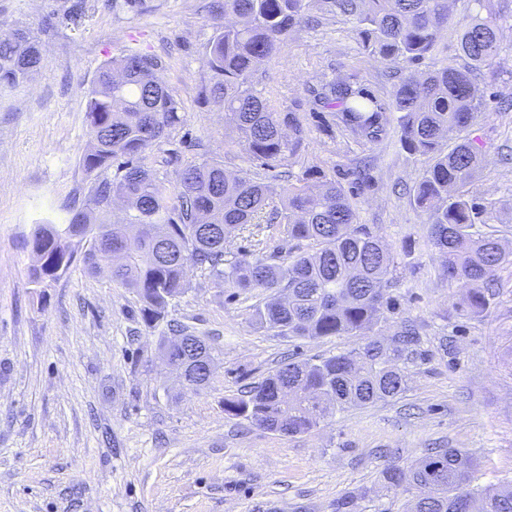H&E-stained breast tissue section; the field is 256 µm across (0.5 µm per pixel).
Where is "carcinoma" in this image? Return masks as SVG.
<instances>
[{"mask_svg": "<svg viewBox=\"0 0 512 512\" xmlns=\"http://www.w3.org/2000/svg\"><path fill=\"white\" fill-rule=\"evenodd\" d=\"M211 0L218 20L206 45L208 83L202 95L222 106L224 124L244 146L248 162L263 169L289 166L299 157L308 129L297 112H276L253 79L297 29L338 15L355 25L365 54L407 68L422 64L440 33L454 24L451 0ZM474 13L459 34L464 66L410 73L383 97L356 68L338 71L310 88V112L334 139L373 148L390 134L426 165L409 189V201L426 216L428 245L448 284L468 286L463 307L478 316L498 271L512 266V249L499 230L477 232L492 220L470 187L482 166V145L468 130L486 99L473 72L495 68L503 31L489 0H468ZM42 44L30 32L0 34V89L15 88L39 70ZM162 58L147 51L112 57L85 92L88 140L80 163L93 179L86 207L66 224H40L26 244L37 257L31 281L42 288L58 279L55 269L82 263L112 268V281L135 292L141 319L157 323L171 300L186 292L185 268L193 265L214 284L262 294L251 321L273 336H359L390 311L396 257L393 247L357 222L353 200L377 183L367 159H346L327 173L313 166L296 182L289 172L266 180L231 173L224 163L204 160L177 171L175 182L148 165L183 123L182 107L162 80ZM123 206L125 217L112 223ZM279 225L278 237L254 238L250 227ZM249 232L252 249L226 258L227 246ZM186 345L173 348L163 336L159 349L195 389L214 361L205 339L179 330ZM417 333L403 324L390 342L368 338L359 348L315 360L288 361L240 395L224 399V413L281 435L306 434L349 408L400 394L406 369L418 356ZM474 462L456 448L432 451L408 467H392L384 480L410 495L406 512H512V481L470 487Z\"/></svg>", "mask_w": 512, "mask_h": 512, "instance_id": "cac0c4a2", "label": "carcinoma"}]
</instances>
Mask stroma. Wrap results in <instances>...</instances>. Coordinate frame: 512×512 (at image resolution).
Wrapping results in <instances>:
<instances>
[{"label":"stroma","instance_id":"stroma-1","mask_svg":"<svg viewBox=\"0 0 512 512\" xmlns=\"http://www.w3.org/2000/svg\"><path fill=\"white\" fill-rule=\"evenodd\" d=\"M0 0V29L25 27L43 58L30 83L0 92V512H403L408 498L381 476L431 448H456L477 465L471 483L512 480V268L484 313L460 308L463 284H449L426 245L428 226L403 189L421 158L396 136L373 147L377 185L357 220L397 254L394 314L373 332L391 338L402 320L419 332V355L399 396L352 408L294 437L224 413L225 397L261 381L281 362L358 347V336L297 339L252 324L259 296L218 288L189 269L186 292L167 320L145 324L140 302L108 271L77 264L44 291L29 281L33 227L64 224L90 181L79 166L87 140L85 91L108 59L132 48L164 57L162 78L184 122L149 162L174 179L189 163L249 164L224 132L218 104L201 94L205 47L213 34L209 0H146L132 15L83 0ZM357 66L390 96L403 66L362 54L353 24L339 17L293 33L255 77L278 111L305 115L308 141L293 176L329 171L346 146L310 118L309 86ZM481 85L487 109L470 136L483 145L472 190L500 221L512 218V79ZM204 337L215 367L201 390L186 387L158 354L169 325Z\"/></svg>","mask_w":512,"mask_h":512}]
</instances>
